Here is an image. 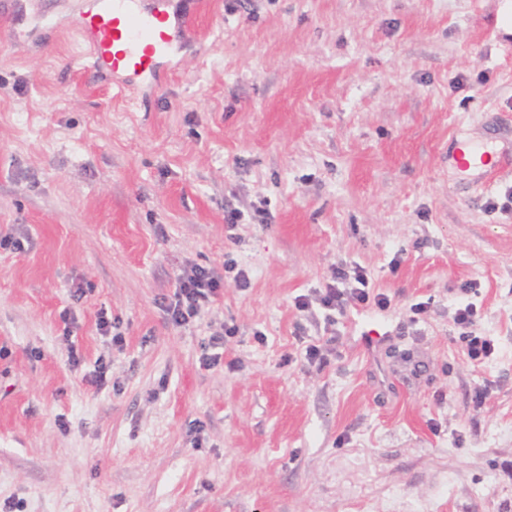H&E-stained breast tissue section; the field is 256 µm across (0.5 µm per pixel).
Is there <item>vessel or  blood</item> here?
Instances as JSON below:
<instances>
[{"label":"vessel or blood","mask_w":512,"mask_h":512,"mask_svg":"<svg viewBox=\"0 0 512 512\" xmlns=\"http://www.w3.org/2000/svg\"><path fill=\"white\" fill-rule=\"evenodd\" d=\"M95 0V8L80 25L88 38L95 64L133 82L153 74L158 59L173 47L166 25L171 0Z\"/></svg>","instance_id":"vessel-or-blood-1"}]
</instances>
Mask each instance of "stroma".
<instances>
[{"label":"stroma","mask_w":512,"mask_h":512,"mask_svg":"<svg viewBox=\"0 0 512 512\" xmlns=\"http://www.w3.org/2000/svg\"><path fill=\"white\" fill-rule=\"evenodd\" d=\"M202 3L123 92L78 33L92 0L0 15V504L512 512V167L487 191L460 161L512 153V0ZM230 258L249 288L173 326L183 270ZM337 266L390 307L298 310ZM467 356L472 361L483 362L495 353V346L491 339L485 336H467Z\"/></svg>","instance_id":"stroma-1"}]
</instances>
